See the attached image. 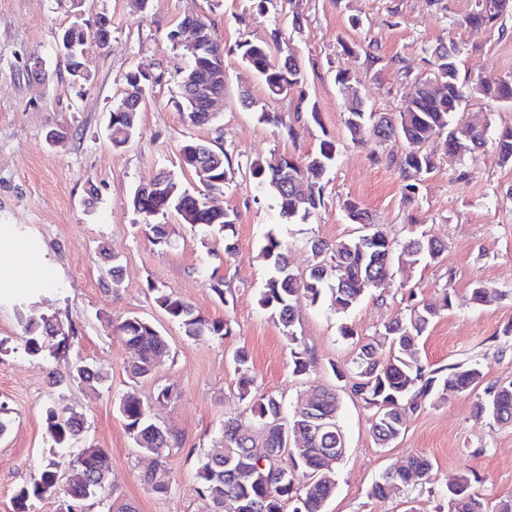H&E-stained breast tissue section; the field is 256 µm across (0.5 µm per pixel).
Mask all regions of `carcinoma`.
<instances>
[{"label":"carcinoma","instance_id":"cac0c4a2","mask_svg":"<svg viewBox=\"0 0 512 512\" xmlns=\"http://www.w3.org/2000/svg\"><path fill=\"white\" fill-rule=\"evenodd\" d=\"M512 18V0H474L463 17L467 26L498 27L506 33L503 21ZM215 49L224 55L236 54L247 67L256 72L264 89L265 98L280 100L297 91L305 83V74L294 53L282 45L279 30L264 40L245 38L231 48L213 41ZM344 54L352 56L363 51L370 63L379 61L374 45L365 46L341 41ZM426 61L431 76L416 81L413 94L397 112H368L356 86L355 78L346 69L336 73V83L343 100L345 126L351 140L357 143L368 138L379 144L401 141L408 147L400 157H392L401 174L409 180L405 185L407 201L415 198L419 183L435 168V151L422 147L439 138L436 151L463 159L492 146L504 164H512V126L499 129L488 137L490 124L486 116L468 121L457 119L462 103L470 98L488 99L512 106V75H493L467 87L459 80L458 58L461 50L443 42L426 50ZM149 78L137 72L126 77L127 86L140 98L146 95ZM242 104L259 113V120L283 127L288 137L295 138L296 129L284 121L281 114L269 112L266 105L243 91ZM177 105L183 121L190 126L210 125L216 113L191 112L184 90L178 91ZM134 129L119 119L112 121V147L121 149L133 137ZM198 149L210 154L213 173L205 192L189 193L170 174L161 175L169 189L163 201L151 203L152 209L142 214L145 227L159 243L167 242L168 225L162 223L170 215L191 222L192 227L224 234V255L236 252L230 236L238 214L230 209H207L203 201L207 194L224 191L232 182L235 172L221 148L188 140L180 151ZM284 156L270 158L249 165V178L267 187L275 194L279 215L288 223L306 222L324 205L323 183L327 172L337 160L336 142L323 140L319 148L303 157L293 159L288 181L294 176L306 183V188L295 190L283 187L276 176ZM348 220L361 218L365 231L354 238L339 239L331 244L313 239L308 242L311 264L301 277L294 272L288 258V246L275 234L269 233L260 256L268 264L270 273L259 293L258 303L280 327L288 341L293 371L305 375L313 370L316 359L298 336L294 302L301 295L312 304L328 300L338 314H346L371 290L372 280L386 277L399 270L410 272L424 261L437 258L445 244L422 231L413 232L401 242L388 240L375 230L368 211L351 199L343 202ZM155 303L182 329L184 336L232 335L230 324L222 319H209L192 305L163 288L151 286ZM449 305L448 296L442 300L414 305L409 312L400 314L384 324L377 337L358 347L351 360L347 382L351 392L373 411L371 430L381 447H387L402 434L412 413L427 400L445 399L448 392H468L479 387L485 378L481 364L463 362L448 367V373L430 370L417 357V345L426 335L440 311ZM115 333L136 352L129 372L136 378H148L169 357V345L162 333L149 321L130 316L114 326ZM25 351L32 356L61 357L77 337L71 325L65 327L55 316L30 314L25 318ZM388 355H383V350ZM239 373L240 397L249 400L250 419L224 421L221 436L215 447L221 454L206 453L197 468V493L206 500L212 512H283V505L292 501V512H324L325 502L336 489V476L332 470L322 469V458L336 455L346 448L345 437L339 423V400L336 391L315 387L301 395L292 414L285 416L282 404L272 395L251 399L255 378L250 359L240 348L233 356ZM106 381V373L80 363H68L65 371L52 377V384L76 383L96 389ZM172 399L170 387L156 390L153 402H145L132 393L118 398L117 406L125 428L135 446L142 451L159 453L182 444L179 437L161 427L152 417V404H165ZM473 416L500 424L512 423V381L501 382L484 389V397L475 403ZM45 427L53 442L49 457L37 476L20 487L14 497L16 512H30L37 500L55 497L58 482V451L79 448L70 460L69 480L76 490L96 493L94 499L103 505L106 491V473L101 471L104 452L87 441V427L83 413L62 401H55L46 409ZM253 448H281L286 461L272 463L251 453ZM432 466L416 457L403 468L387 471L375 482L370 494L384 498L401 491L415 480H428ZM146 484L157 493L169 490V471L158 462L157 470L145 476ZM441 496L448 503V512H487V507L471 490L467 476L461 475L445 485Z\"/></svg>","mask_w":512,"mask_h":512}]
</instances>
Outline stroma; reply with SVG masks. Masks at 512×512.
I'll list each match as a JSON object with an SVG mask.
<instances>
[{"label": "stroma", "mask_w": 512, "mask_h": 512, "mask_svg": "<svg viewBox=\"0 0 512 512\" xmlns=\"http://www.w3.org/2000/svg\"><path fill=\"white\" fill-rule=\"evenodd\" d=\"M446 2L442 11L428 0H291L273 17L253 12L249 0H151L144 10L134 0H0V341L5 344L0 402L10 408L12 420L0 438V512H15L17 488L44 462L45 409L59 398L82 410L94 445L108 456L113 508L207 512L196 492L198 461L212 450L225 419L249 414L232 360L240 347L251 357L255 396H276L290 410L310 388L338 391L347 449L336 465V490L325 512H448L439 492L463 472L487 504L512 499V425L476 420L478 392H452L447 401L423 407L410 416L400 438L382 448L371 432V410L334 374L349 367L356 343L377 336L407 306L447 293L451 306L418 344L421 361L433 369L477 362L485 370V384L512 380V337L502 334L512 324V166L501 165L491 148L461 163L438 156L415 201L405 203V181L389 161L401 154L402 143L351 142L335 82L338 69H350L369 109L398 111L416 80L429 75L426 50L440 41L462 45L463 82L512 73V20L503 35L463 27L457 20L472 0ZM296 13L302 17L297 28L291 25ZM190 14L204 18L214 38L227 46L279 30L304 70L303 89L318 119L296 113L297 98L291 95L269 108L294 123L296 139L260 122L256 112L241 107L238 95L247 89L263 98L262 84L228 55L217 121L186 126L173 99L187 58L167 33ZM100 15L111 21L110 38L103 45L87 41L84 62L92 80L73 82L58 59L57 37L73 22L90 26ZM353 17L361 19L360 27H350ZM342 37L363 45L375 42L379 61L344 56ZM35 56L45 60L49 72L41 82L28 71ZM138 70L152 82L133 139L116 150L109 139V113L125 94L127 74ZM54 130L64 132L62 142L49 141ZM325 139L336 142L338 157L324 178V205L307 223H286L271 193L254 189L244 170L274 153L306 156ZM187 140L218 142L237 170L235 180L215 196L216 204L238 213L232 256L224 254L222 235L196 233L175 215L167 219L168 242L156 243L130 206L133 190L163 171L190 191L200 190L195 174L181 166L179 148ZM463 167L469 179H459ZM348 198L371 213L388 239L425 231L446 249L409 280L397 276L373 288L347 315H337L328 303L299 298L297 326L316 368L298 377L280 327L258 304L268 274L259 253L266 235L276 234L288 246L292 268L306 274L309 240L333 242L356 234L342 211ZM114 256L123 265L117 287L107 274ZM33 260L41 261L44 277L30 294L17 288L14 273ZM214 274L224 278L220 298L210 289ZM477 284L492 289L491 302L472 301ZM158 287L207 318L227 321L232 335L185 337L156 306ZM30 312L73 324L77 337L66 356L106 372L98 392L50 385L57 361L24 351L21 317ZM132 315L153 322L170 347L167 362L148 380L131 377L126 369L131 352L112 333L113 325ZM343 323L353 329L352 339L340 335ZM163 386L172 387L174 397L156 407V418L178 432L183 445L168 451L173 482L167 493L158 494L144 482L153 457L136 448L116 401L126 392L147 399ZM416 456L431 462L429 481L400 495L370 497L371 485L385 470Z\"/></svg>", "instance_id": "obj_1"}]
</instances>
